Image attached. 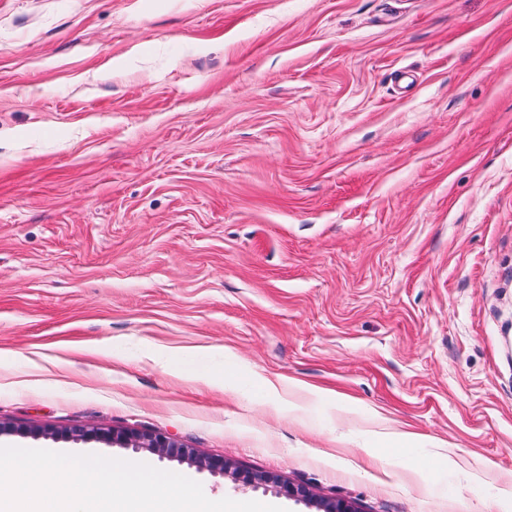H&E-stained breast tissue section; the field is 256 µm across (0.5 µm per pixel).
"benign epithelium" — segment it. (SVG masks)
Wrapping results in <instances>:
<instances>
[{
	"instance_id": "7a95c632",
	"label": "benign epithelium",
	"mask_w": 512,
	"mask_h": 512,
	"mask_svg": "<svg viewBox=\"0 0 512 512\" xmlns=\"http://www.w3.org/2000/svg\"><path fill=\"white\" fill-rule=\"evenodd\" d=\"M70 437L75 440H101L121 448H148L162 457L175 458L177 460L187 458L196 463L200 469L222 476L231 469V465L222 457L204 459L193 457L189 450L177 445L173 440L161 433L74 428L70 430Z\"/></svg>"
}]
</instances>
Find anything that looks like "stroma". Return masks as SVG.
Wrapping results in <instances>:
<instances>
[{
	"instance_id": "stroma-1",
	"label": "stroma",
	"mask_w": 512,
	"mask_h": 512,
	"mask_svg": "<svg viewBox=\"0 0 512 512\" xmlns=\"http://www.w3.org/2000/svg\"><path fill=\"white\" fill-rule=\"evenodd\" d=\"M0 422L512 512V0H0ZM69 434L74 440H101L111 443L113 446L118 445L121 448H148L161 457L175 458L176 460L187 458L196 463L200 469L207 470L212 474L224 476L231 469V465L222 457L193 458L189 450L178 446L173 440L161 433L116 431L113 428L112 431L99 428H74L70 430Z\"/></svg>"
}]
</instances>
